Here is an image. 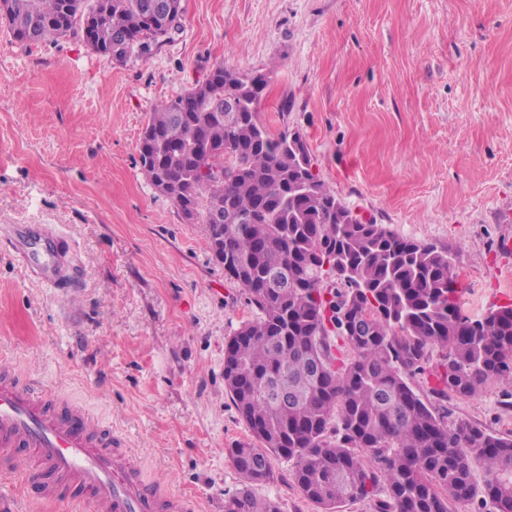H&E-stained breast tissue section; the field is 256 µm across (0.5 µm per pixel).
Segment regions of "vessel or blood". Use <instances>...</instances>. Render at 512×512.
Returning <instances> with one entry per match:
<instances>
[{
  "mask_svg": "<svg viewBox=\"0 0 512 512\" xmlns=\"http://www.w3.org/2000/svg\"><path fill=\"white\" fill-rule=\"evenodd\" d=\"M19 248L43 279L59 276L52 234L21 240ZM47 397L0 370V468L26 467L41 502L68 489L87 495L93 512H197L195 499L146 482L132 452L114 446L111 431L81 407L58 408Z\"/></svg>",
  "mask_w": 512,
  "mask_h": 512,
  "instance_id": "1",
  "label": "vessel or blood"
}]
</instances>
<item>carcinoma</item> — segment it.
Masks as SVG:
<instances>
[{
	"instance_id": "cac0c4a2",
	"label": "carcinoma",
	"mask_w": 512,
	"mask_h": 512,
	"mask_svg": "<svg viewBox=\"0 0 512 512\" xmlns=\"http://www.w3.org/2000/svg\"><path fill=\"white\" fill-rule=\"evenodd\" d=\"M155 2L9 0L3 23L26 46L73 34L122 62L166 36L145 24ZM267 84L263 73L219 64L155 105L139 142L147 181L170 184L164 196L202 225L211 249L209 215L224 210L217 262L254 309L224 343L225 387L256 440L229 451L245 483L224 495V512H281L252 491L273 476L274 457L293 463L291 476L321 512L381 490V512H450L449 502L479 497L512 512V438L450 424L443 405L450 392L512 388V305L462 314L448 251L347 208L314 172L303 136L275 134L260 119ZM228 100L238 105L230 124ZM240 215L256 227L234 223ZM337 341L356 357L337 359ZM418 376L431 397L412 386ZM284 392L293 399L279 400Z\"/></svg>"
}]
</instances>
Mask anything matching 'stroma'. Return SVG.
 I'll use <instances>...</instances> for the list:
<instances>
[{
    "mask_svg": "<svg viewBox=\"0 0 512 512\" xmlns=\"http://www.w3.org/2000/svg\"><path fill=\"white\" fill-rule=\"evenodd\" d=\"M181 27L118 62L70 35L23 48L0 24V365L84 407L147 482L224 512L252 441L224 386V342L254 311L199 225L144 178L155 104L216 65L265 73L261 118L300 132L356 214L447 249L463 314L512 304V0H182ZM52 229L68 278L40 281L15 247ZM448 414L512 437V389L449 396ZM254 486L320 512L276 458ZM19 512L25 468L0 470Z\"/></svg>",
    "mask_w": 512,
    "mask_h": 512,
    "instance_id": "1",
    "label": "stroma"
}]
</instances>
